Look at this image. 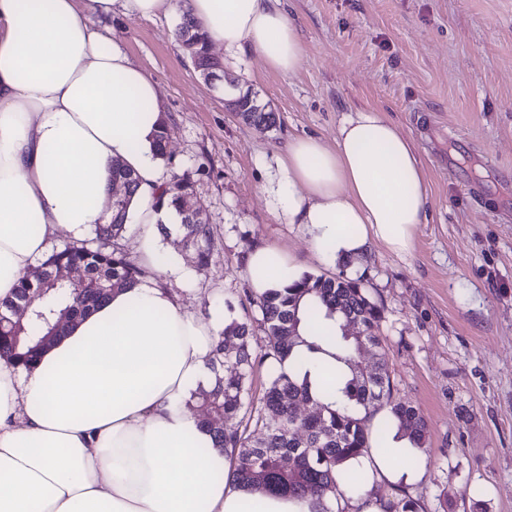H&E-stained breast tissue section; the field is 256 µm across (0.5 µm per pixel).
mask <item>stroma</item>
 Wrapping results in <instances>:
<instances>
[{"mask_svg": "<svg viewBox=\"0 0 512 512\" xmlns=\"http://www.w3.org/2000/svg\"><path fill=\"white\" fill-rule=\"evenodd\" d=\"M304 45L284 76L254 52L216 47L224 79L204 81L175 31L180 12H113L96 25L158 85L169 127L162 180L188 174L212 227L197 272L178 235L161 237L163 285L202 317L254 315L246 254L269 246L301 271L364 282L381 308L395 398L429 433L421 476L375 484L381 505L415 512H512V0H282ZM251 91L276 128L245 124L224 99ZM380 109L424 164L428 202L413 250L372 241L355 258L320 259L280 212L268 175L298 136L335 146L344 115Z\"/></svg>", "mask_w": 512, "mask_h": 512, "instance_id": "stroma-1", "label": "stroma"}]
</instances>
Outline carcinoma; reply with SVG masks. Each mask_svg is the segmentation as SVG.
<instances>
[{"label":"carcinoma","instance_id":"1","mask_svg":"<svg viewBox=\"0 0 512 512\" xmlns=\"http://www.w3.org/2000/svg\"><path fill=\"white\" fill-rule=\"evenodd\" d=\"M187 36L195 40L199 60H204L208 50L205 37L184 8L176 41ZM263 107L258 98L246 97L239 116L250 125L270 130L277 125L276 114ZM111 178L127 184L121 210L103 211L102 222L94 225L93 237L53 252L41 264L40 280H20L14 297L0 303V358L31 367L57 338L55 324L65 310L87 300L96 307L114 291L131 287L146 275V270L119 244L127 230L138 177L126 165L114 164ZM191 195L190 179L176 175L163 185L155 206L176 210L181 217L177 230L185 246L194 250L197 270L206 272L212 264L211 227L207 217L186 214V197ZM61 264L83 266L108 279L110 287L97 289L93 280L79 286L57 284L53 273ZM30 303L33 311L26 321L15 322L12 309ZM253 305L268 340L267 352L255 358L249 351L252 320L231 319L219 333L210 358L214 381L192 395L193 408L200 424L212 433L215 447L232 461L227 474L229 484L285 492L310 501L311 512H334V500L355 495L370 482L369 473L358 471L352 475L349 467L367 449L382 443L370 429L371 415L387 410L399 431L419 449L426 441L427 421L414 405L393 398L383 352L365 374L352 373L344 388L346 403L341 407L321 403L307 379L300 378L298 367L288 373L279 369L287 359L303 363L301 346L317 352L321 343L332 342L352 358L363 343L374 348L381 345V309L370 300L362 280L342 274H304L285 288L255 296ZM350 322L359 326L363 338L346 333ZM263 364L268 366V383L262 395L255 397L251 377L255 366ZM307 405L314 410L307 415L300 413L299 409ZM250 406L256 407L254 429L224 424ZM390 423L382 424L380 433H386ZM285 459L291 461L290 466L282 465ZM345 479L350 484L344 491L340 483Z\"/></svg>","mask_w":512,"mask_h":512}]
</instances>
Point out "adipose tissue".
Returning a JSON list of instances; mask_svg holds the SVG:
<instances>
[{"label": "adipose tissue", "instance_id": "1", "mask_svg": "<svg viewBox=\"0 0 512 512\" xmlns=\"http://www.w3.org/2000/svg\"><path fill=\"white\" fill-rule=\"evenodd\" d=\"M187 5L209 42L259 54L290 75L304 55L280 0H0V301L51 237L97 223L113 161L140 177L133 201L138 259L149 274L70 324L41 361L0 359V512H309L282 493L216 480L229 458L187 408L210 381L206 360L223 324L183 308L159 285L155 200L162 185L152 140L162 117L156 83L94 16L150 18ZM282 215L303 225L326 260L360 255L369 240L414 247L427 202L417 150L381 112L345 115L335 147L299 136L279 160ZM256 294L291 284L294 259L253 249ZM321 401L342 404L350 375L323 344L301 366ZM411 442L389 430L357 467L413 481Z\"/></svg>", "mask_w": 512, "mask_h": 512}]
</instances>
